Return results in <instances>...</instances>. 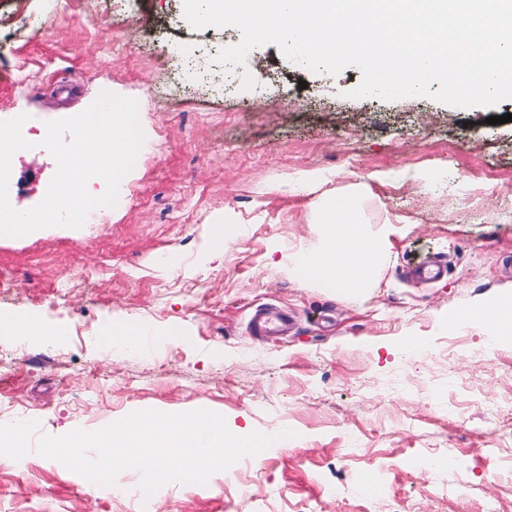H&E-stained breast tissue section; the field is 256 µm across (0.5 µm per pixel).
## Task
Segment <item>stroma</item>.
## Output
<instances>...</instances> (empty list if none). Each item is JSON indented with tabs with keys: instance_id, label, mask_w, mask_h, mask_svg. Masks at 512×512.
Returning a JSON list of instances; mask_svg holds the SVG:
<instances>
[{
	"instance_id": "stroma-1",
	"label": "stroma",
	"mask_w": 512,
	"mask_h": 512,
	"mask_svg": "<svg viewBox=\"0 0 512 512\" xmlns=\"http://www.w3.org/2000/svg\"><path fill=\"white\" fill-rule=\"evenodd\" d=\"M240 39L193 29L183 0H0V121L42 127L110 92L137 100L144 134L112 210L0 238V318L49 332L0 334V404L51 436L200 408L295 431L212 485H164L154 512H512V420L489 410L512 402V340L448 323L512 292V121L487 122L512 100L352 99L357 67L315 73L274 44L216 64ZM55 170L18 151L12 206ZM359 182L387 244L350 297L294 267L322 242L313 203ZM218 222L235 228L219 252ZM434 259L443 277L415 281ZM270 305L295 317L285 338L247 328ZM117 323L147 345L105 346ZM139 482L92 491L37 452L0 456V512H138Z\"/></svg>"
}]
</instances>
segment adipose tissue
Masks as SVG:
<instances>
[{
  "instance_id": "obj_1",
  "label": "adipose tissue",
  "mask_w": 512,
  "mask_h": 512,
  "mask_svg": "<svg viewBox=\"0 0 512 512\" xmlns=\"http://www.w3.org/2000/svg\"><path fill=\"white\" fill-rule=\"evenodd\" d=\"M359 187L319 199L311 209L312 223L322 225L321 248L308 252L295 267L296 276L336 289L347 296L361 294L373 281L379 237L366 234L355 201Z\"/></svg>"
}]
</instances>
